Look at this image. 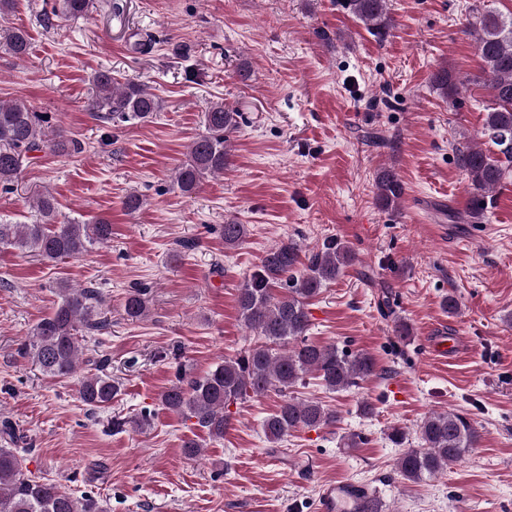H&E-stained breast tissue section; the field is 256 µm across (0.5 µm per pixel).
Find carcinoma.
<instances>
[{"label": "carcinoma", "instance_id": "cac0c4a2", "mask_svg": "<svg viewBox=\"0 0 512 512\" xmlns=\"http://www.w3.org/2000/svg\"><path fill=\"white\" fill-rule=\"evenodd\" d=\"M352 14L367 30L379 37L393 26L389 0H346ZM90 0H59L60 13L68 17L85 14ZM476 48L481 59L476 81L489 91L486 118L481 134L497 148L479 145L456 148L460 166L467 172L473 189L471 217L483 212L485 194L493 191L512 173V13L489 11L479 20ZM0 46L12 56L25 60L31 54L27 33L0 25ZM436 91L448 104L457 105V79L448 70L433 74ZM95 95L90 109L105 124L124 126L145 122L164 109V101L138 82L118 80L110 71L94 77ZM238 112L222 102L204 113L205 133L187 146L185 160L175 168L173 185L184 195L194 193L209 176L224 173L228 163L231 135L238 127ZM52 153L77 157L84 145L61 136L52 117L23 101L0 100V190L10 193L21 171L35 154ZM376 200L387 209L405 193L404 184L388 168L376 176ZM32 221L14 224L0 217V247L18 249L46 263L79 258L112 238V224L101 218L92 224L60 219L52 195L39 194L31 203ZM224 245L238 246L247 235L244 224H224ZM356 259L355 252L334 240L308 257L306 272L296 274L299 249L289 239L266 251L260 267L238 289L237 307L245 327L259 342L233 358L216 363L204 376L192 377L178 369L169 387L160 395L166 409L205 429L213 439L224 438L230 422L229 406L247 398L262 397L275 390L283 396L279 409L264 419L262 430L271 442L284 440L292 431L318 429L336 422V413L318 400H301L292 390L316 373L330 392L346 391L376 374L375 359L367 353H353L334 344L315 345L307 341L311 326L309 300L323 286L336 280L343 268ZM288 289L276 297L274 288ZM56 306L30 332L21 354L29 357L51 378L74 375L85 350V341L108 326L102 292L94 285L78 288L66 280L56 282ZM147 310V288L134 286L128 293L124 312L132 320ZM120 388L104 373L83 378L80 398L91 409L105 408ZM479 434L463 412H433L418 429L419 447L406 448L397 461L402 480L420 483L444 473L478 441ZM0 512H101L97 502L76 496L41 476L32 474L16 448H0Z\"/></svg>", "mask_w": 512, "mask_h": 512}]
</instances>
